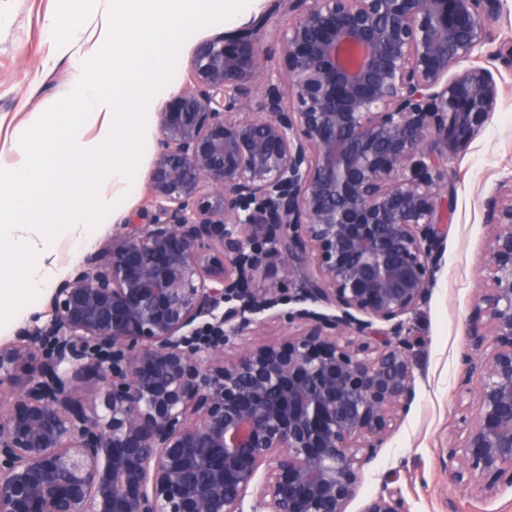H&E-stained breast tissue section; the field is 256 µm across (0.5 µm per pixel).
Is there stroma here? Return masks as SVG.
<instances>
[{"label":"stroma","mask_w":512,"mask_h":512,"mask_svg":"<svg viewBox=\"0 0 512 512\" xmlns=\"http://www.w3.org/2000/svg\"><path fill=\"white\" fill-rule=\"evenodd\" d=\"M58 0H0V142L29 126L30 117L69 91L67 57L45 32ZM512 17L491 27L485 46L502 81L500 105L469 150L451 158L455 204L448 218L437 283L407 318L415 398L382 448L377 449L347 512L393 491L408 512H512V495L494 500L448 484L446 448L460 434L457 392L466 368L467 328L476 305L474 282L491 228L487 203L512 175Z\"/></svg>","instance_id":"stroma-1"}]
</instances>
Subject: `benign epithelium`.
<instances>
[{
	"label": "benign epithelium",
	"instance_id": "obj_1",
	"mask_svg": "<svg viewBox=\"0 0 512 512\" xmlns=\"http://www.w3.org/2000/svg\"><path fill=\"white\" fill-rule=\"evenodd\" d=\"M502 10L273 0L201 43L158 112L157 216L0 345V512H346L414 396L406 316L436 284L448 155L497 107L480 62ZM490 220L459 388L477 403L447 456L448 485L494 498L512 492V192ZM276 262L300 330L230 359L282 301L256 285ZM362 512L407 509L381 491Z\"/></svg>",
	"mask_w": 512,
	"mask_h": 512
}]
</instances>
